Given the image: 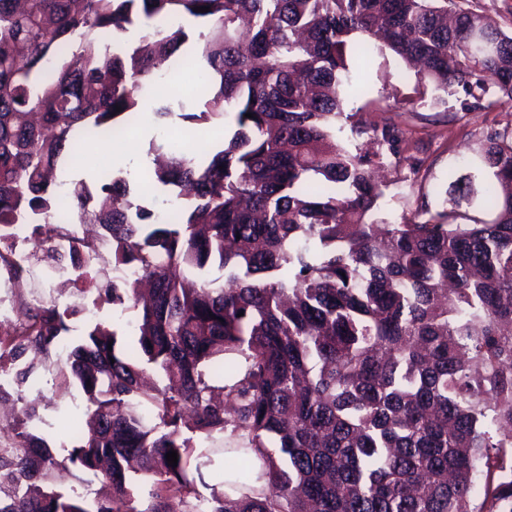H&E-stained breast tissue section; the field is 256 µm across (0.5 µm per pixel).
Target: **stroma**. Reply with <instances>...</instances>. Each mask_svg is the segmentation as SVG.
I'll use <instances>...</instances> for the list:
<instances>
[{
  "label": "stroma",
  "instance_id": "obj_1",
  "mask_svg": "<svg viewBox=\"0 0 512 512\" xmlns=\"http://www.w3.org/2000/svg\"><path fill=\"white\" fill-rule=\"evenodd\" d=\"M405 74L402 64L380 55L375 57L367 73L372 96H385L388 105L387 111L372 113V120L397 124L405 130L409 141L408 146L401 149L399 162L383 172L386 188L380 209L382 215L391 218L414 213L424 200L433 206L441 204L451 183L459 178L467 177L473 183H480L483 170L474 152L476 144L491 131L512 129V104H501L488 112L469 109L462 92L427 99L409 111L400 109L398 100L403 92L400 79ZM234 129V121L229 118L220 130L209 132L205 140L198 141L179 118L173 117L164 124L152 125L147 137L135 127L125 137L102 140L83 150L76 159L63 160L61 173L68 182L92 185L103 171L114 169L116 161L120 160L126 169L138 174L152 166L151 142L165 139L177 141L185 151L204 159L211 154L210 143L229 139ZM19 279L16 286L0 284V296L13 307L8 323H15L19 311L32 296L38 295L45 301L77 308V315L71 319L73 335H82L89 322L102 321L114 324L123 344L134 343L135 337L128 329L137 316L132 306L93 303L70 285L61 284L59 276L48 272L39 262L26 267ZM25 394L38 399L43 430L52 444L72 446L77 431L86 427L85 396L77 385L66 382L61 364L47 361L37 373L36 387L26 389Z\"/></svg>",
  "mask_w": 512,
  "mask_h": 512
}]
</instances>
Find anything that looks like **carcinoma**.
Segmentation results:
<instances>
[{
	"mask_svg": "<svg viewBox=\"0 0 512 512\" xmlns=\"http://www.w3.org/2000/svg\"><path fill=\"white\" fill-rule=\"evenodd\" d=\"M464 2L0 0V250L13 224L41 250L62 209L99 224L133 276L104 286L79 263L69 281L139 311L135 351L101 323L69 339L76 309L55 302L0 328V398L22 402L0 512H512V132L479 142L480 188L388 219L376 171L404 131L343 115L385 51L416 67L409 106L457 86L475 109L512 103V34ZM189 43L198 99L178 118L236 129L207 162L150 147L142 181L184 203L161 217L121 170L58 180L64 155L141 122L143 87ZM364 135L376 151L351 149ZM469 194L484 217L466 223ZM210 263L224 283L188 277ZM29 352L86 397L89 430L65 454L26 400ZM215 456L231 464L211 485ZM60 470L77 485L59 489ZM91 477L112 497L88 500Z\"/></svg>",
	"mask_w": 512,
	"mask_h": 512,
	"instance_id": "obj_1",
	"label": "carcinoma"
}]
</instances>
